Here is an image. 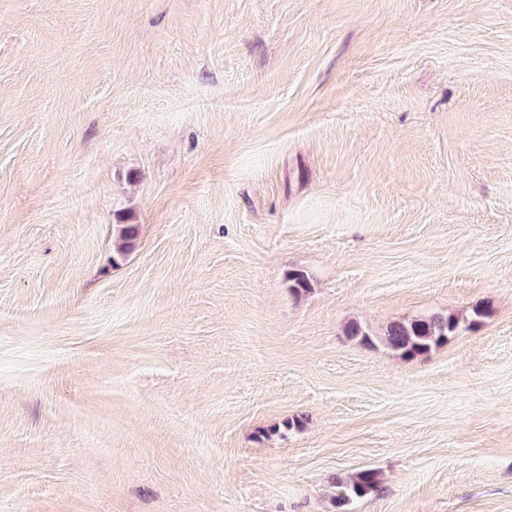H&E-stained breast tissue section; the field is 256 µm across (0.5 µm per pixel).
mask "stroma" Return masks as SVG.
Segmentation results:
<instances>
[{
    "label": "stroma",
    "instance_id": "1",
    "mask_svg": "<svg viewBox=\"0 0 512 512\" xmlns=\"http://www.w3.org/2000/svg\"><path fill=\"white\" fill-rule=\"evenodd\" d=\"M0 512H512V0H0ZM458 327L459 320L454 315L436 313L393 323L379 334L351 323L346 333L362 344L376 346L378 342L398 357L413 360L446 345L455 336ZM380 483L379 474L373 469L358 471L346 480L337 482L340 489L336 497L337 507L342 508L351 499L364 498L379 491Z\"/></svg>",
    "mask_w": 512,
    "mask_h": 512
}]
</instances>
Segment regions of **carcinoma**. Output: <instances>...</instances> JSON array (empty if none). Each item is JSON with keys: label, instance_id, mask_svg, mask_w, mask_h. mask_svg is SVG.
<instances>
[{"label": "carcinoma", "instance_id": "obj_1", "mask_svg": "<svg viewBox=\"0 0 512 512\" xmlns=\"http://www.w3.org/2000/svg\"><path fill=\"white\" fill-rule=\"evenodd\" d=\"M116 231V255L123 257L135 246L139 234L138 225L118 224ZM458 327L459 320L455 316L436 313L393 323L379 334L352 323L347 327L346 333L365 345L374 346L380 343L398 357L413 360L446 345L455 336ZM337 487L340 489L336 497L337 507L341 508L352 499L364 498L379 491V474L373 469L361 470L346 480L337 482Z\"/></svg>", "mask_w": 512, "mask_h": 512}]
</instances>
